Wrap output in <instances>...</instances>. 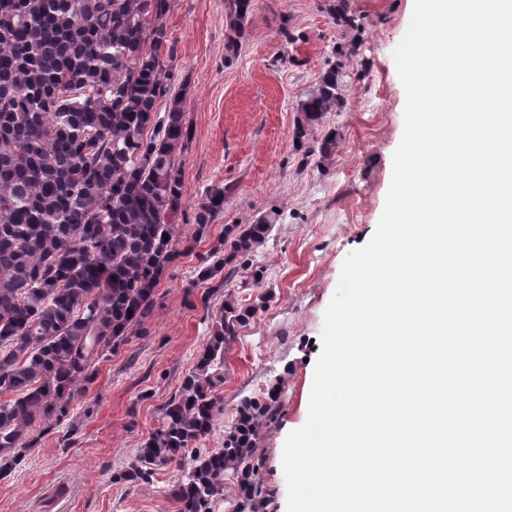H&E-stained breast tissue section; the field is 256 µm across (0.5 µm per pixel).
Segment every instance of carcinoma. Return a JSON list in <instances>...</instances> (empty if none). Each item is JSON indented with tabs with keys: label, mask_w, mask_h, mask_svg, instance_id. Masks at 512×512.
<instances>
[{
	"label": "carcinoma",
	"mask_w": 512,
	"mask_h": 512,
	"mask_svg": "<svg viewBox=\"0 0 512 512\" xmlns=\"http://www.w3.org/2000/svg\"><path fill=\"white\" fill-rule=\"evenodd\" d=\"M225 61L240 48L254 0H227ZM171 0H0V479L43 431L68 416L98 374L151 315L155 289L181 252L176 153L192 137L176 89L174 45L163 19ZM167 51H162V48ZM339 65L299 104L308 127L336 105ZM167 102L165 113L158 104ZM223 186L207 187L196 232L224 209ZM224 229L201 270L248 263L278 220ZM255 308L228 299L195 369L163 409L164 424L114 480L150 482L153 468L180 459L213 427L224 384V348ZM278 409V393L245 399L222 447L197 451L172 491L180 512H211L230 480L234 512H257L256 442Z\"/></svg>",
	"instance_id": "carcinoma-1"
}]
</instances>
